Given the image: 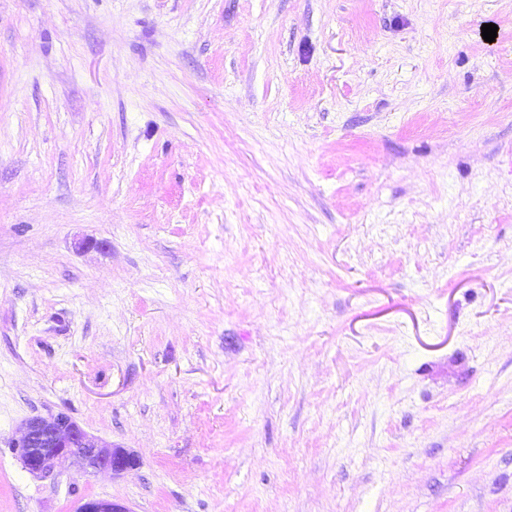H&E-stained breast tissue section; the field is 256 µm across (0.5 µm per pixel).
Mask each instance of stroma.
Segmentation results:
<instances>
[{"label":"stroma","mask_w":512,"mask_h":512,"mask_svg":"<svg viewBox=\"0 0 512 512\" xmlns=\"http://www.w3.org/2000/svg\"><path fill=\"white\" fill-rule=\"evenodd\" d=\"M87 498L512 512V0H0V512ZM23 468L42 476L76 468L77 472L133 469L137 458L118 446L103 442L83 430L62 412L30 418L13 443Z\"/></svg>","instance_id":"1"}]
</instances>
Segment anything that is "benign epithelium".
<instances>
[{
    "mask_svg": "<svg viewBox=\"0 0 512 512\" xmlns=\"http://www.w3.org/2000/svg\"><path fill=\"white\" fill-rule=\"evenodd\" d=\"M23 468L42 476L75 468L78 472L119 474L134 468L137 458L127 450L103 442L83 430L62 412L30 418L13 443ZM76 512H130L104 499H86Z\"/></svg>",
    "mask_w": 512,
    "mask_h": 512,
    "instance_id": "1",
    "label": "benign epithelium"
}]
</instances>
